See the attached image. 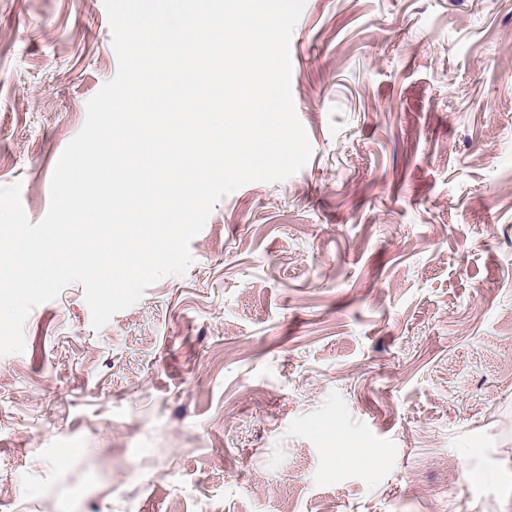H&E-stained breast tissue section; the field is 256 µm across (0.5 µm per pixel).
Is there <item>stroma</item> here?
I'll return each instance as SVG.
<instances>
[{
    "label": "stroma",
    "instance_id": "obj_1",
    "mask_svg": "<svg viewBox=\"0 0 512 512\" xmlns=\"http://www.w3.org/2000/svg\"><path fill=\"white\" fill-rule=\"evenodd\" d=\"M290 45L308 163L0 356V512H512V0H306ZM117 67L103 0H0L31 222Z\"/></svg>",
    "mask_w": 512,
    "mask_h": 512
}]
</instances>
